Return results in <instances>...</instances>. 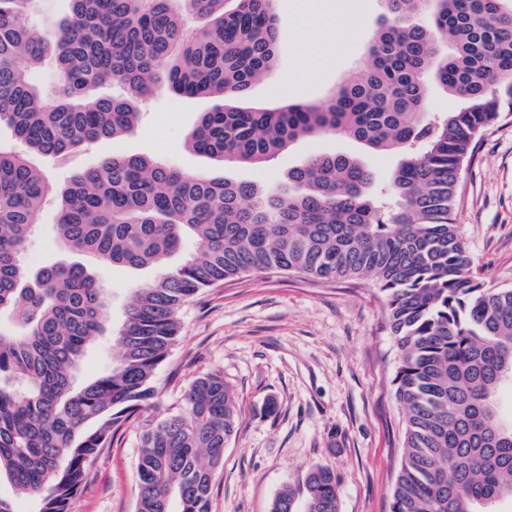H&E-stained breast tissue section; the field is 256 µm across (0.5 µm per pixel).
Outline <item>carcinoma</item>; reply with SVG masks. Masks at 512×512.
I'll use <instances>...</instances> for the list:
<instances>
[{"label": "carcinoma", "instance_id": "obj_1", "mask_svg": "<svg viewBox=\"0 0 512 512\" xmlns=\"http://www.w3.org/2000/svg\"><path fill=\"white\" fill-rule=\"evenodd\" d=\"M42 0H0V478L34 512H69L101 449L157 395L154 377L183 305L252 272L324 281L367 278L383 292L401 352L396 397L404 454L390 512H501L512 504V289L473 273L455 224L464 164L482 132L512 118V0H382L388 21L367 64L317 103L245 107L279 56L277 0H69L59 32L35 28ZM430 17L426 26L412 21ZM50 57L55 82L34 66ZM109 84L119 89L102 96ZM436 87L461 102L439 119ZM209 97L187 147L260 168L291 143L334 136L404 155L387 190L354 155L321 153L288 170V188L186 173L145 155L107 153L53 183L32 156L67 159L132 134L151 96ZM58 202V243L102 266L154 267L111 326L108 291L74 261L37 269L23 254L43 205ZM200 250L170 266L185 236ZM113 329L112 367L75 372ZM223 373L197 378L182 405L142 423L136 512H211L214 475L236 431ZM333 472L288 483L270 512H338Z\"/></svg>", "mask_w": 512, "mask_h": 512}]
</instances>
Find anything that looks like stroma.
Returning a JSON list of instances; mask_svg holds the SVG:
<instances>
[{
    "label": "stroma",
    "mask_w": 512,
    "mask_h": 512,
    "mask_svg": "<svg viewBox=\"0 0 512 512\" xmlns=\"http://www.w3.org/2000/svg\"><path fill=\"white\" fill-rule=\"evenodd\" d=\"M333 0H277L280 55L276 72L253 85L250 104L276 107L326 98L367 61L368 43L384 22L380 0H355L356 15L341 38L316 32L312 16ZM205 97L162 93L150 99L134 134L72 154L69 162L39 159L50 179L66 181L71 167L96 164L101 152L146 155L191 173L286 183L288 170L319 153L352 154L389 184L402 156L336 137L290 144L261 168L213 167L185 144ZM55 202L40 213L25 253L33 267L71 260L52 232ZM455 219L476 275L493 288H512V119L488 127L460 178ZM113 316L132 288L155 270L104 267ZM385 297L369 280L325 282L302 274L251 273L206 289L185 303L180 330L158 367L152 411L160 418L180 406L192 382L223 372L239 413L236 433L215 475L212 512H270L285 483L302 481L314 466L335 472L339 512H390L400 469L404 410L394 382L400 351L384 319ZM138 419L128 421L102 449L70 512H135Z\"/></svg>",
    "instance_id": "obj_1"
}]
</instances>
